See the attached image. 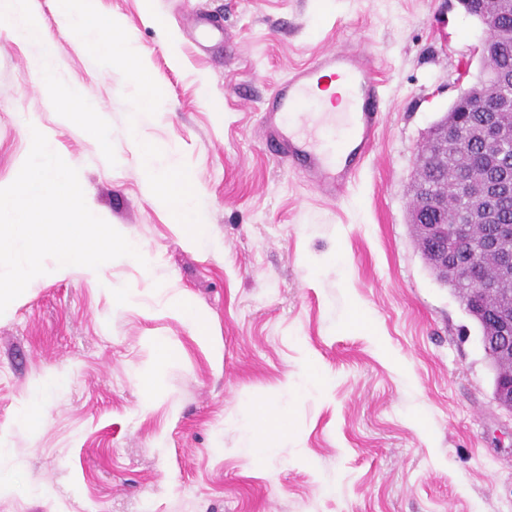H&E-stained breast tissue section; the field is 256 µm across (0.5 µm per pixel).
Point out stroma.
<instances>
[{
  "instance_id": "obj_1",
  "label": "stroma",
  "mask_w": 512,
  "mask_h": 512,
  "mask_svg": "<svg viewBox=\"0 0 512 512\" xmlns=\"http://www.w3.org/2000/svg\"><path fill=\"white\" fill-rule=\"evenodd\" d=\"M142 50L164 109L138 112L130 67L90 59L54 0L35 19L57 59L0 24V187L31 132L77 169L89 209L146 252L100 273L34 278L0 315V512H512V416L492 400L479 331L422 259L408 222L416 153L484 37L458 0H98ZM219 24L208 33L196 15ZM371 52L387 112L338 202L264 147L262 101L320 51ZM81 99L99 135L70 124ZM176 146L205 206L188 236L145 190L135 141ZM134 289L137 305H113ZM182 295L200 337L166 310ZM176 349L157 366L156 338ZM327 380L300 391L301 365ZM156 370L144 397L139 377ZM43 394L45 423L23 408ZM288 408L272 452L245 449L240 401ZM66 112H63L64 116L71 122L77 124L80 128L95 137H97L98 149L100 155L107 157L111 154L110 145L108 141L98 136L93 126L90 124L88 113L85 111L83 105L74 98H67L65 100ZM164 307L172 312L178 313L189 320L197 329L204 333L206 331L205 319L191 307L182 297L172 295L164 301Z\"/></svg>"
}]
</instances>
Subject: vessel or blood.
Instances as JSON below:
<instances>
[{
    "mask_svg": "<svg viewBox=\"0 0 512 512\" xmlns=\"http://www.w3.org/2000/svg\"><path fill=\"white\" fill-rule=\"evenodd\" d=\"M340 81L344 111L322 108L325 79ZM265 146L325 199L341 200L368 159L384 120L373 55L341 47L288 74L262 104Z\"/></svg>",
    "mask_w": 512,
    "mask_h": 512,
    "instance_id": "obj_1",
    "label": "vessel or blood"
}]
</instances>
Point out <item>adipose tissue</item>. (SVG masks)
Segmentation results:
<instances>
[{
    "label": "adipose tissue",
    "instance_id": "1",
    "mask_svg": "<svg viewBox=\"0 0 512 512\" xmlns=\"http://www.w3.org/2000/svg\"><path fill=\"white\" fill-rule=\"evenodd\" d=\"M57 2L59 17L67 30L79 39L84 52L91 57L135 66L139 110L159 111L162 100L158 81L150 72L138 68L141 51L124 29L97 9L96 0ZM30 4L31 0H0V23L7 24L21 40L42 44V54L32 62L31 69L40 83L51 86L55 83L56 56L51 46L46 45L44 30L35 21ZM136 150L142 163L148 197L169 207L189 235L200 237L204 232V210L192 191V173L177 164L164 165V158L172 152L168 145L140 142ZM245 406L251 415V451L256 455L266 453L273 430L283 419V410L267 399H251L246 401Z\"/></svg>",
    "mask_w": 512,
    "mask_h": 512
}]
</instances>
